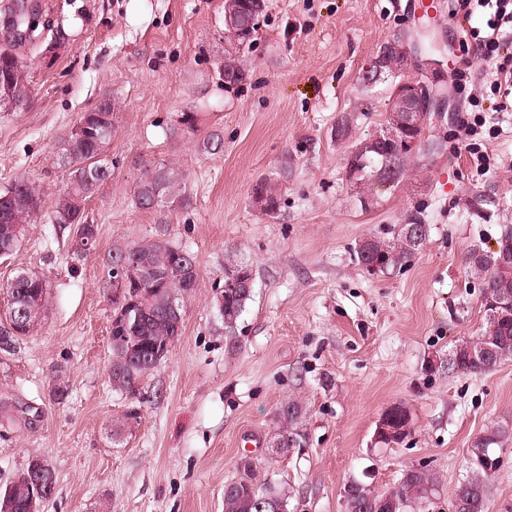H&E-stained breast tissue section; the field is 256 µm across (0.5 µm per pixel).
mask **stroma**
I'll use <instances>...</instances> for the list:
<instances>
[{"label":"stroma","mask_w":512,"mask_h":512,"mask_svg":"<svg viewBox=\"0 0 512 512\" xmlns=\"http://www.w3.org/2000/svg\"><path fill=\"white\" fill-rule=\"evenodd\" d=\"M37 2L49 22L39 40L18 44L0 30V51L30 70L33 95L27 111L0 109V190L22 177L41 200L0 259V327L19 271L42 275L51 300L37 332L0 350V486L42 455L56 476L43 512H224L225 484L247 469L286 491L288 512H344L351 483L383 494L424 466L441 479L430 512H448L472 474V441L491 426L512 430V360L477 376L426 369L478 336L482 294L465 258L512 225V112L492 113L477 140L485 168L456 135L469 98L490 92L491 65L467 43L482 18H451V0L438 13L423 0H267L243 59L248 79L230 85L219 73L224 0ZM414 28L443 46L456 112L425 133L439 150L420 149L398 181L355 187L348 155L381 130L391 91L365 85L363 73L383 43ZM106 99L117 105L105 149L112 175L85 205L97 231L83 251L51 216L69 179L65 141ZM344 115L352 127L340 140ZM215 136L218 151L206 147ZM285 163L269 216L253 188ZM161 164L180 169L189 203L140 209L136 184ZM490 183L498 206L473 213ZM417 210L430 228L422 249L409 265L369 274L356 246L392 237ZM159 236L195 255L199 286L179 340L129 397L108 382L106 259L116 245ZM239 262L251 265L254 292L229 330L214 288ZM60 367L68 396L59 403ZM290 399L302 408L301 438L280 451L276 416ZM131 403L139 426L111 437ZM395 404L411 432L378 444L377 422ZM499 454L489 512H512V439Z\"/></svg>","instance_id":"1"}]
</instances>
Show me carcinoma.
Returning a JSON list of instances; mask_svg holds the SVG:
<instances>
[{"mask_svg": "<svg viewBox=\"0 0 512 512\" xmlns=\"http://www.w3.org/2000/svg\"><path fill=\"white\" fill-rule=\"evenodd\" d=\"M266 10V4L257 0H248L242 7L240 24L252 25L257 30L260 18ZM115 131L114 113H109L106 124L97 129L91 139L77 140L68 137L66 141V158L72 167L69 187L58 200L53 211L51 223L68 227L76 226V239L84 237V231L96 228L85 217V209L79 204L86 202L97 187L112 175V165L104 157L105 147ZM359 165L356 167V180H362L371 173L378 181L388 184L399 179L407 159L394 154L391 147L374 141L355 145ZM102 170L101 175L88 180L86 171ZM179 172L165 165L147 169L136 185V205L145 210L159 205L166 206L179 198ZM266 194L270 208L266 214L273 216L279 210L277 186L268 180L256 184ZM39 195L36 188L27 180L20 178L0 192V256H10L19 243L21 235L29 224L31 217L39 209ZM497 205L495 189L488 187L475 195L473 209L483 210ZM422 243L398 234L386 240H367L363 242L356 259L367 265L377 261L388 270L410 263L421 249ZM126 251V261L139 264L146 263L152 268L150 277L120 276L112 271V257H107V288L120 290L125 297L133 301V313L138 315V323L127 324L124 318L112 312L111 340L112 357L108 369V381L112 390L121 394L133 395L139 383L151 371L157 368V362L146 358V353L154 347L173 345L182 334L183 318L171 314V304H181L184 296H190L198 288V270L196 257L186 248L174 246L162 239H144L126 246L117 245L113 250ZM502 251H473L467 263L471 275L480 281L482 299L494 296L502 288L512 289V270H501ZM224 307L218 308L224 325L232 329L242 315L252 297L253 288H246L231 280L224 270ZM9 308L21 304L33 305L45 314L49 304V283L32 271L19 272L7 285ZM477 339L492 346V360L488 368H494L506 360L512 359V317L493 318L485 315L484 325ZM458 354V366L454 371L480 375L486 369L476 365L466 345H455ZM301 411L294 401H286L279 412V436L288 442L297 441L299 436L297 424ZM141 419L140 407L129 404L122 416L112 422V432L119 436L132 430ZM512 433L504 427H491L478 436L488 448L503 444ZM494 474L482 468H474L470 476L455 492L450 501L449 512H454L456 503L465 504L467 512H488V485ZM440 486L439 476L428 469L407 471L390 494L398 503L396 512L409 509H421L432 503ZM380 496L372 495L358 484H351L345 495V512H380ZM29 489L23 478L16 476L11 486V512H29ZM224 512H287V498L284 490L277 485L266 483L257 486L244 484L238 480L224 486Z\"/></svg>", "mask_w": 512, "mask_h": 512, "instance_id": "obj_1", "label": "carcinoma"}]
</instances>
